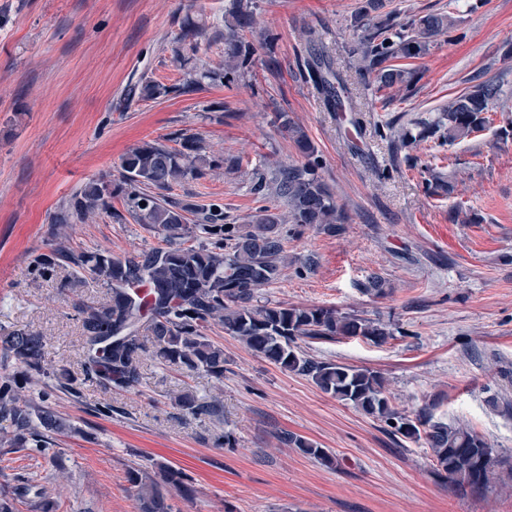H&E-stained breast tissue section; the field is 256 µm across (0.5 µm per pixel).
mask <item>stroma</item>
I'll use <instances>...</instances> for the list:
<instances>
[{
  "label": "stroma",
  "instance_id": "obj_1",
  "mask_svg": "<svg viewBox=\"0 0 512 512\" xmlns=\"http://www.w3.org/2000/svg\"><path fill=\"white\" fill-rule=\"evenodd\" d=\"M366 0H258L275 50L256 46L251 73L233 88L207 86L125 103L128 85L177 84L184 70L172 51L178 22L204 29L200 63L224 56L213 36L226 0H0V329L47 338L50 359L79 371L75 305L99 301L102 288L61 287L33 277V257L49 252V217L89 180L117 174L130 148L186 133L202 137L225 164L171 197L223 205L229 218L254 212L251 172L302 157L274 121L287 113L322 155L321 171L349 221L336 235L288 228V266L257 294L258 304L332 307L388 330L363 338L298 339L321 361L367 368L385 379L407 414L482 434L499 462L491 488L462 491L435 472L426 439L392 435L351 404L305 377L281 371L224 331L223 383L144 360L142 382L114 393L83 386L55 411L82 428L55 452L0 454V492L14 512H139L128 472L158 475L168 465L192 493L171 495L172 512H512V0H386V11L455 17L436 37L411 92L376 90L358 74L348 27ZM334 60L361 125L328 111L308 80L310 49ZM501 82L505 92L485 130L464 141H394L389 123L433 120L450 98ZM238 170H228L229 162ZM442 177L451 192L434 191ZM76 249L119 256L157 246V233L110 217L65 228ZM380 277L385 296L367 293ZM220 394L221 420L182 417L170 393ZM110 403L111 417L93 406ZM230 436L219 448L213 434ZM291 434L328 449L329 467L284 443Z\"/></svg>",
  "mask_w": 512,
  "mask_h": 512
}]
</instances>
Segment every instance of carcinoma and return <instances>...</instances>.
Instances as JSON below:
<instances>
[{
	"mask_svg": "<svg viewBox=\"0 0 512 512\" xmlns=\"http://www.w3.org/2000/svg\"><path fill=\"white\" fill-rule=\"evenodd\" d=\"M382 8V0H367L350 17L349 28L359 41L353 51L356 69L373 79L379 91L396 87L408 92L417 71L394 62L426 55L434 38L446 33L454 20L442 14L382 19ZM257 10V0H229L226 31L217 32L224 41V60L216 65L197 64L199 25L183 18L174 37L175 52L190 70L177 85L152 80L135 84L127 90V101L195 93L205 85L238 84L254 63L255 48L242 33L255 28ZM306 72L329 111H355L353 103L344 101L346 88L330 55L314 52ZM501 93L497 83L478 84L449 101L435 120L419 123L418 135L400 129L398 140L404 144L417 136H437L453 143L468 138L490 124L488 112ZM275 122L306 159L301 164L274 162L254 169V190L265 201L283 203V213L264 205L245 223L226 224L219 204L202 207L166 197L164 192L174 185L203 179L219 166L215 157L206 154L200 138L180 135L177 148L154 140L128 150L120 158L117 181L106 175L91 180L51 214L55 230L104 214L119 224L129 217L161 233L162 244L114 256L108 249L77 251L59 243L50 253L33 258L32 271L38 276L51 278L61 271L63 288L89 279L104 288L106 296L101 302L76 304L83 337L78 376L62 360L54 365L46 361L47 342L41 333L18 329L0 334V357L12 362L0 370L3 452L46 453L57 437L82 433L52 408L57 393L78 397L87 384L117 392L134 390L141 384V364L147 356L187 374L203 371L223 383L224 348L205 334L217 325L250 351L311 379L322 392L352 404L395 433L412 440L425 438L436 473L456 486L476 488L496 482L497 460L484 436L436 421L427 408L412 417L393 405L379 373L319 361L296 345L299 337H362L378 342L388 336L383 328L332 307L253 304L258 291L276 283L288 264L284 225L308 226L334 236L347 220L319 173L324 160L305 129L286 112L275 113ZM116 197L122 200V212L112 205ZM35 380L42 386L36 397L28 398L23 389ZM170 401L173 408L193 417L223 414L217 398L201 399L188 388L170 396ZM283 441L334 464L324 449L302 438L289 434ZM129 481L136 488L139 512H171L170 492L181 496L191 492L183 471L169 466L160 467L158 479L134 469Z\"/></svg>",
	"mask_w": 512,
	"mask_h": 512,
	"instance_id": "obj_1",
	"label": "carcinoma"
}]
</instances>
